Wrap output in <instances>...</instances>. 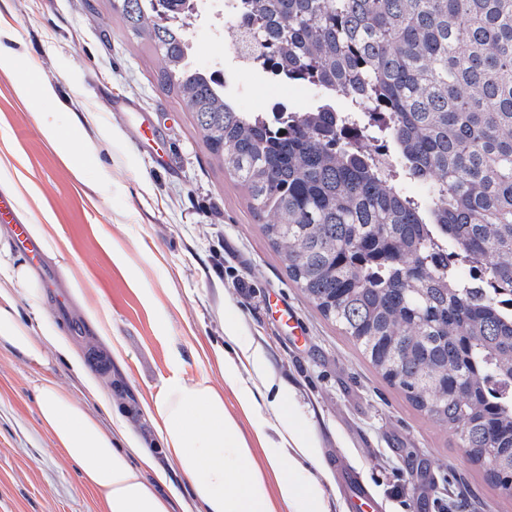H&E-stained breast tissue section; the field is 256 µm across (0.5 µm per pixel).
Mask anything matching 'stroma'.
Segmentation results:
<instances>
[{
	"label": "stroma",
	"instance_id": "35a3bbf8",
	"mask_svg": "<svg viewBox=\"0 0 512 512\" xmlns=\"http://www.w3.org/2000/svg\"><path fill=\"white\" fill-rule=\"evenodd\" d=\"M199 67H221L241 109L271 98L302 112L320 94L307 85L267 84L237 67L226 40L206 24L187 32ZM14 52L34 82L56 98L30 109L15 95V73L0 71V143L9 142L17 169L52 210L68 247L59 263L86 287L87 304L106 307L124 348L108 363L92 333L70 332L46 293L43 317L67 330L86 368L112 390L137 430L140 399L172 375L208 373L224 386L216 353L237 326L239 345L259 351L274 381L294 393L297 419L313 431L328 470L344 463L369 487L378 512H512V495L485 478L457 435L417 409L372 366L335 322L325 319L288 277L244 189L214 160L182 100L166 94L156 76L161 60L129 35L112 0H0V51ZM46 112L39 120L38 112ZM150 119L167 161L140 151L135 124ZM82 126L91 149L81 152L84 180L57 157L43 130ZM111 238V249L101 245ZM125 254L117 263L114 252ZM158 302L145 304L142 289ZM280 293L308 330L296 345L287 326L267 313ZM56 379L91 412L99 407L69 363L54 355L45 366L0 347V512H101L97 494L82 487L76 467L57 452L37 414L36 387Z\"/></svg>",
	"mask_w": 512,
	"mask_h": 512
}]
</instances>
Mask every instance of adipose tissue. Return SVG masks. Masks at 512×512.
<instances>
[{
    "label": "adipose tissue",
    "mask_w": 512,
    "mask_h": 512,
    "mask_svg": "<svg viewBox=\"0 0 512 512\" xmlns=\"http://www.w3.org/2000/svg\"><path fill=\"white\" fill-rule=\"evenodd\" d=\"M22 299L30 311L26 318L18 307ZM43 300L36 271L13 254L0 228V347L38 365L63 355L108 413L109 424H102L55 380L44 379L37 388L43 427L76 466L83 486L99 495L103 512H328L327 492L315 472L320 450L313 434L296 423V407L286 406L284 388L276 389L263 415L241 378L246 364L263 372L259 352L244 350L218 362L241 416L227 411L223 390L208 376H175L141 400L140 413L151 426L145 435L118 412L60 330L34 328ZM177 474L186 479L189 495L175 488Z\"/></svg>",
    "instance_id": "adipose-tissue-1"
}]
</instances>
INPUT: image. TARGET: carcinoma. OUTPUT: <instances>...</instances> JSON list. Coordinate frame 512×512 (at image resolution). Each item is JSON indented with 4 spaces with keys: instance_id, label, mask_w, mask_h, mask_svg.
I'll return each instance as SVG.
<instances>
[{
    "instance_id": "carcinoma-1",
    "label": "carcinoma",
    "mask_w": 512,
    "mask_h": 512,
    "mask_svg": "<svg viewBox=\"0 0 512 512\" xmlns=\"http://www.w3.org/2000/svg\"><path fill=\"white\" fill-rule=\"evenodd\" d=\"M250 44L324 92L261 120L148 0H115L295 282L391 385L512 483V0H246ZM349 93L348 111L334 92ZM389 169L362 146L373 115ZM426 187L406 194L402 182ZM484 264L480 293L456 256Z\"/></svg>"
}]
</instances>
